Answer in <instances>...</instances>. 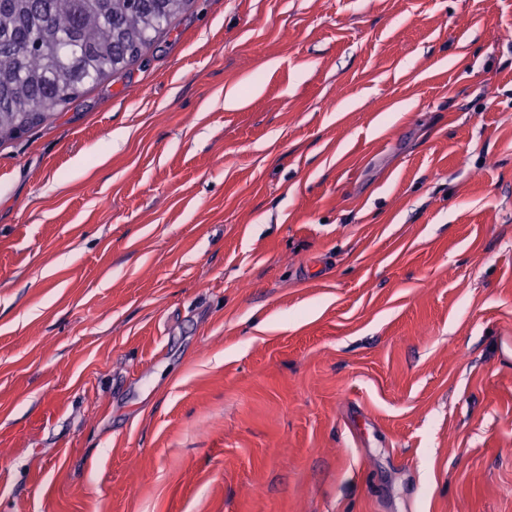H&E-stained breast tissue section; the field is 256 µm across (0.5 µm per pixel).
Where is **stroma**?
Wrapping results in <instances>:
<instances>
[{"mask_svg": "<svg viewBox=\"0 0 512 512\" xmlns=\"http://www.w3.org/2000/svg\"><path fill=\"white\" fill-rule=\"evenodd\" d=\"M510 485L512 0H192L0 144V512Z\"/></svg>", "mask_w": 512, "mask_h": 512, "instance_id": "obj_1", "label": "stroma"}]
</instances>
